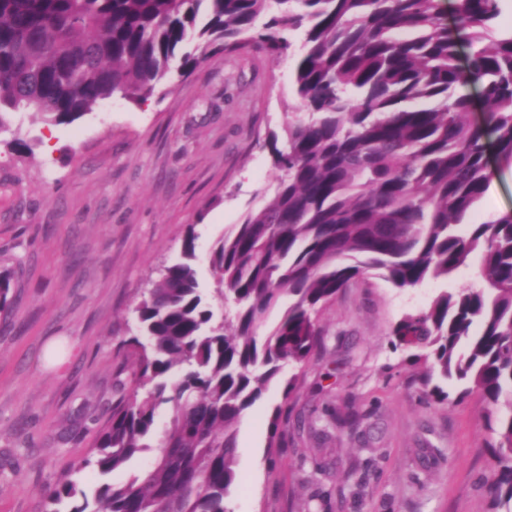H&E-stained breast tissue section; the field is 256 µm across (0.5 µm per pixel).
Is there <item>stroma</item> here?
Returning <instances> with one entry per match:
<instances>
[{"label":"stroma","mask_w":512,"mask_h":512,"mask_svg":"<svg viewBox=\"0 0 512 512\" xmlns=\"http://www.w3.org/2000/svg\"><path fill=\"white\" fill-rule=\"evenodd\" d=\"M295 103L290 58L218 49L143 103L110 99L70 124L13 116L26 147L0 143V270L16 275L0 309V512H50L45 489L61 475L91 495L156 459L166 405L148 450L106 476L87 464L134 386L133 309L155 268L181 260L190 232L199 286L224 316L211 253L269 196L278 173L258 140L281 131ZM487 159L492 180L470 224L512 211V166L492 150ZM478 267L474 257L451 279L412 289L367 275L323 305L320 346L284 367L236 425L229 512H506L482 485L491 461L481 395L431 402L422 365L390 344L403 315ZM326 452L337 460L323 472Z\"/></svg>","instance_id":"stroma-1"}]
</instances>
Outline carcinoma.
<instances>
[{
    "instance_id": "obj_1",
    "label": "carcinoma",
    "mask_w": 512,
    "mask_h": 512,
    "mask_svg": "<svg viewBox=\"0 0 512 512\" xmlns=\"http://www.w3.org/2000/svg\"><path fill=\"white\" fill-rule=\"evenodd\" d=\"M504 0H0V134L28 112L70 124L105 100L141 102L177 73L191 74L216 42L273 61L294 60L299 111L262 147L281 172L214 251L231 298L213 324L194 268L158 269L134 308L136 387L95 438L102 475L149 445L156 412L172 407L163 452L140 476L104 484L95 508L70 476L47 492L70 512H226L239 480L236 424L285 365L319 345L316 314L372 270L399 289L451 278L480 255L476 279L440 293L392 329L394 347L426 364V396L443 384L478 391L490 414L496 463L487 492L512 503V211L462 229L484 196L488 144L512 165V28ZM177 68H172L174 60ZM477 84L483 122L467 120ZM288 307L261 336L266 315Z\"/></svg>"
}]
</instances>
